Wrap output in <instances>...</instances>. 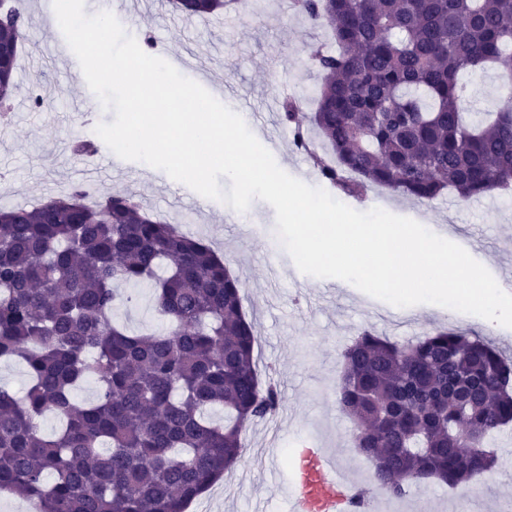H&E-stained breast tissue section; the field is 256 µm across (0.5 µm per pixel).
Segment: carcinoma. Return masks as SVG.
Instances as JSON below:
<instances>
[{"instance_id": "1", "label": "carcinoma", "mask_w": 512, "mask_h": 512, "mask_svg": "<svg viewBox=\"0 0 512 512\" xmlns=\"http://www.w3.org/2000/svg\"><path fill=\"white\" fill-rule=\"evenodd\" d=\"M182 15L226 0H172ZM336 50L313 53L322 82L310 125L282 105L293 145L344 196L377 185L419 201L512 187V0H295ZM31 18L0 14V103L15 90ZM504 82L488 119L467 121L470 78ZM74 187L37 206L0 208V359L24 362L21 396L0 387V493L34 512H187L269 417L241 283L207 243L128 192L94 204ZM151 284L161 332L130 334L112 315L120 286ZM338 402L354 446L394 497L433 478L455 488L492 471L487 438L512 423V360L458 329L392 341L368 327L342 352ZM96 398L80 402L87 379ZM62 418L52 436L37 419Z\"/></svg>"}]
</instances>
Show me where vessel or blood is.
Listing matches in <instances>:
<instances>
[{"label":"vessel or blood","mask_w":512,"mask_h":512,"mask_svg":"<svg viewBox=\"0 0 512 512\" xmlns=\"http://www.w3.org/2000/svg\"><path fill=\"white\" fill-rule=\"evenodd\" d=\"M294 456L293 477L282 489L288 512H352L353 500L335 455L304 447Z\"/></svg>","instance_id":"obj_1"}]
</instances>
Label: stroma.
I'll list each match as a JSON object with an SVG mask.
<instances>
[{
  "mask_svg": "<svg viewBox=\"0 0 512 512\" xmlns=\"http://www.w3.org/2000/svg\"><path fill=\"white\" fill-rule=\"evenodd\" d=\"M49 0H26L34 22L17 61L16 91L22 101L12 104L10 127L0 130V207L37 205L68 191L77 171L99 165L98 156L77 155L73 146L100 122H112L83 76L55 61L60 29L43 20ZM111 10L128 31L150 33L156 52L198 55L216 81L229 83L241 101H229L233 111L243 104L265 114V131L282 129L278 107L283 97L298 100L303 113L316 109L321 76L308 48L329 42L327 30L313 28L290 11L284 0H249L246 10L228 11L206 19L184 20L169 0H134L124 9L118 0H87L92 15ZM46 93L47 104L35 109L28 93L32 84ZM278 166L313 187L323 181L307 156L291 138L272 148ZM178 184L164 171L145 163L127 162L124 171L109 170L99 194L135 192L154 215L186 234L207 238L243 284V310L257 333L254 355L261 375L272 376L279 390L274 416L246 428L244 454L231 469L233 489L216 485L195 501L188 512H287L273 483H287L298 443L337 451L352 479V490H366L369 512H393L390 497L371 478V466L354 448V425L336 401L345 345L366 327L390 339L406 341L439 326L458 328L493 343L512 356V328L482 317L433 304L398 308L371 297L340 279L295 273V264L276 234L271 205L260 203L242 216L226 204L211 200L193 205V190L174 196ZM357 211L378 207L392 214L427 222L429 230L472 249L474 259L491 274L512 266V194L492 191L462 201L447 194L423 204L390 189L370 186L363 198H345ZM133 301L121 307L116 319L129 330L151 332L163 324L152 309L151 292L132 288ZM425 494L408 491L402 512H512V467H498L491 476H477L467 484L448 488L425 481Z\"/></svg>",
  "mask_w": 512,
  "mask_h": 512,
  "instance_id": "stroma-1",
  "label": "stroma"
}]
</instances>
